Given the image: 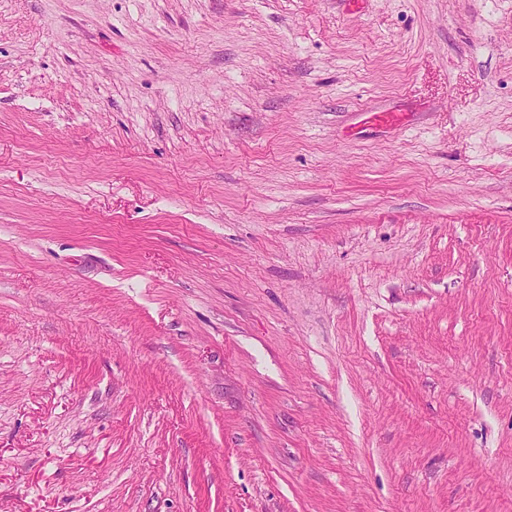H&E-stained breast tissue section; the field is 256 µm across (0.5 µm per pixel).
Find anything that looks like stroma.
I'll use <instances>...</instances> for the list:
<instances>
[{"label": "stroma", "mask_w": 512, "mask_h": 512, "mask_svg": "<svg viewBox=\"0 0 512 512\" xmlns=\"http://www.w3.org/2000/svg\"><path fill=\"white\" fill-rule=\"evenodd\" d=\"M0 512H512V0H0Z\"/></svg>", "instance_id": "35a3bbf8"}]
</instances>
